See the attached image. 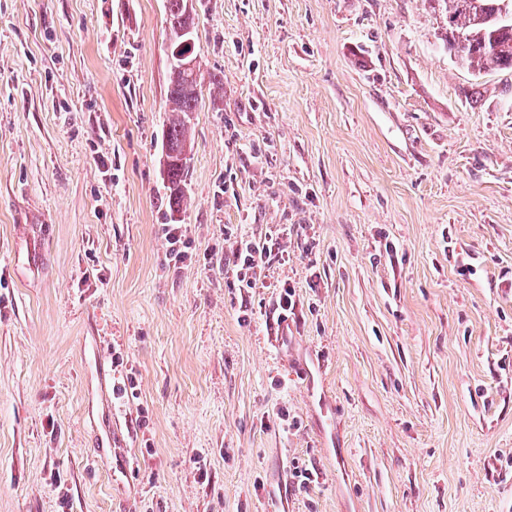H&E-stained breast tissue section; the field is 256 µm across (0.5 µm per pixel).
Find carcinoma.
I'll use <instances>...</instances> for the list:
<instances>
[{
  "instance_id": "carcinoma-1",
  "label": "carcinoma",
  "mask_w": 512,
  "mask_h": 512,
  "mask_svg": "<svg viewBox=\"0 0 512 512\" xmlns=\"http://www.w3.org/2000/svg\"><path fill=\"white\" fill-rule=\"evenodd\" d=\"M433 10L446 20L445 41L448 56L456 64L473 70L512 72V18H496L502 0H428ZM185 0H168L167 22L171 49L179 47L185 28L194 18L185 13ZM169 101L177 112L166 133L165 173L170 190V208L177 212L183 202V182L190 143V113L196 110L198 96L186 87V79L171 69Z\"/></svg>"
}]
</instances>
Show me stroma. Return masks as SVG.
<instances>
[{
    "label": "stroma",
    "instance_id": "obj_1",
    "mask_svg": "<svg viewBox=\"0 0 512 512\" xmlns=\"http://www.w3.org/2000/svg\"><path fill=\"white\" fill-rule=\"evenodd\" d=\"M193 13L174 212L167 0H0V512H512V73L428 0ZM176 69L171 67L169 101L174 105L176 118L170 123L166 133L165 173L170 190V208L177 212L183 202V182L187 163V144H190V112L196 110L198 96L193 95L186 87V79L181 75L194 72V60L190 53L179 54L175 51ZM177 70V71H176ZM271 244H253L252 242L237 241L236 264L239 267L237 277L239 282H245L246 287L256 288L260 281L261 271L270 264L274 255L275 243L270 237ZM244 271V272H242ZM240 272V273H238Z\"/></svg>",
    "mask_w": 512,
    "mask_h": 512
}]
</instances>
